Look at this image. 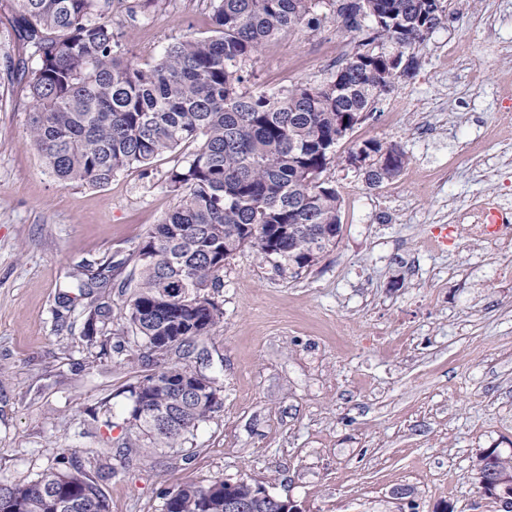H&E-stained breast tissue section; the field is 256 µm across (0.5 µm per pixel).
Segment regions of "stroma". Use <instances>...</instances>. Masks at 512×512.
I'll list each match as a JSON object with an SVG mask.
<instances>
[{
  "label": "stroma",
  "instance_id": "obj_1",
  "mask_svg": "<svg viewBox=\"0 0 512 512\" xmlns=\"http://www.w3.org/2000/svg\"><path fill=\"white\" fill-rule=\"evenodd\" d=\"M0 0V480L27 482L75 452L110 512H160L186 482L241 478L303 512H493L476 455H512V254L469 240L453 210L512 200V0H450L442 24L373 112L336 146L323 180L342 232L319 262L278 271L252 251L228 258L212 293L222 322L191 361L223 406L178 448L126 456L128 390L155 365L85 338L98 304L120 316L129 255L173 208L169 171L193 146L103 187L60 183L29 135L25 70ZM210 0H112V26L140 66L172 41L211 32ZM353 34L331 22L268 43L247 91L330 79ZM395 143L401 174L368 186L348 163L363 141ZM449 226L448 246L433 244ZM111 261L92 297L75 287ZM111 428L84 435L92 418Z\"/></svg>",
  "mask_w": 512,
  "mask_h": 512
}]
</instances>
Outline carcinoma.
Masks as SVG:
<instances>
[{"label": "carcinoma", "instance_id": "1", "mask_svg": "<svg viewBox=\"0 0 512 512\" xmlns=\"http://www.w3.org/2000/svg\"><path fill=\"white\" fill-rule=\"evenodd\" d=\"M14 26L35 61L28 76L29 132L47 169L64 184L102 187L132 167L186 143L198 144L167 185L177 204L131 255L139 276L120 317L139 341L189 354L192 339L223 320L209 298L224 261L245 250L283 271L311 266L336 246L342 200L321 174L336 144L395 80L419 65L416 48L440 23L438 0H211L213 29L168 44L142 68L112 28L111 0H11ZM396 54L354 51L336 61L322 85H293L269 95L243 90L266 44L314 29L317 12ZM371 18L365 28L358 13ZM374 160L369 185L396 178L407 158L398 145L364 141ZM100 330H95V325ZM112 335V310L100 304L93 335ZM129 389L127 448H177L220 409L209 396L178 398L168 380L215 379L181 362ZM234 493L255 500L256 484ZM161 512H223L224 481L185 483L161 492ZM0 512H109L106 495L82 463L61 453L57 466L25 483L0 481Z\"/></svg>", "mask_w": 512, "mask_h": 512}]
</instances>
